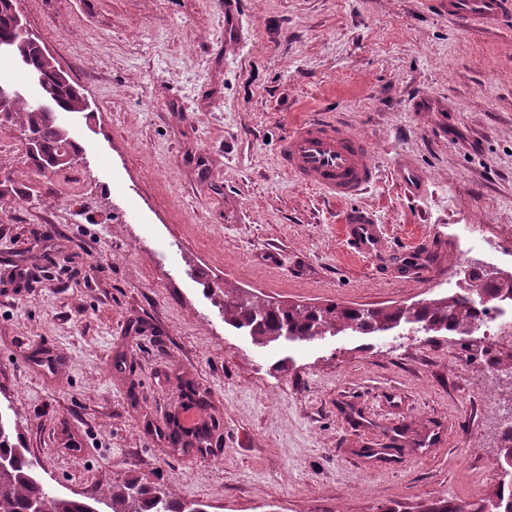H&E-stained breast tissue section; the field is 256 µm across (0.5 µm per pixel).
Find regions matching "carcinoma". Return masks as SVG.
I'll list each match as a JSON object with an SVG mask.
<instances>
[{"label": "carcinoma", "instance_id": "carcinoma-1", "mask_svg": "<svg viewBox=\"0 0 512 512\" xmlns=\"http://www.w3.org/2000/svg\"><path fill=\"white\" fill-rule=\"evenodd\" d=\"M14 0H0V45L29 67L37 76L40 95L51 109L40 110L25 98L11 101L0 111V127L18 125L27 143L30 166L42 173L48 160L57 164L52 171L73 166L82 147L60 122L58 113H83L89 104L69 76L59 74L51 56H45L37 38H22L12 16ZM470 292L484 295L506 293L512 298V280L498 284L487 282L479 273L469 278ZM224 322L244 329L259 345L283 337L294 341H314L330 334L351 330L360 334L386 333L408 325L415 333H458L475 328L477 310L466 298L444 297L412 303L396 308H358L335 303L319 306H283L256 295L224 292ZM17 428L0 418V512H206L207 505L190 503L175 497L166 487L144 482L126 473L124 477L87 497L80 494L61 495L43 481L28 457ZM499 504V512H512V490L497 487L476 504L475 512H485L487 505ZM380 512H467L448 498L420 501L414 506L380 509Z\"/></svg>", "mask_w": 512, "mask_h": 512}]
</instances>
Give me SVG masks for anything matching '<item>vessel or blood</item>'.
<instances>
[{
    "instance_id": "vessel-or-blood-1",
    "label": "vessel or blood",
    "mask_w": 512,
    "mask_h": 512,
    "mask_svg": "<svg viewBox=\"0 0 512 512\" xmlns=\"http://www.w3.org/2000/svg\"><path fill=\"white\" fill-rule=\"evenodd\" d=\"M448 16L472 27L497 28L512 18V0H448ZM279 161L296 182L340 200L364 194L378 173L367 140L322 115L301 123L282 140ZM393 171L407 196L423 192L425 180L411 157H398ZM341 230L346 250L355 256L381 261L398 274L420 278L432 274L431 268L419 263L405 267L392 262L387 229L365 208L347 210Z\"/></svg>"
}]
</instances>
